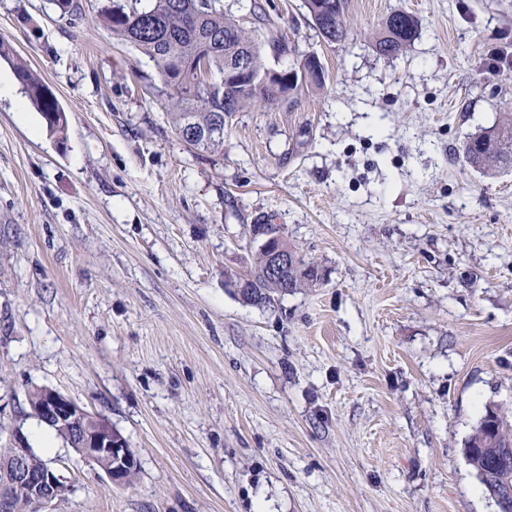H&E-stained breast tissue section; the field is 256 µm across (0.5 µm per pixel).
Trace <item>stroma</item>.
I'll return each mask as SVG.
<instances>
[{
	"label": "stroma",
	"mask_w": 512,
	"mask_h": 512,
	"mask_svg": "<svg viewBox=\"0 0 512 512\" xmlns=\"http://www.w3.org/2000/svg\"><path fill=\"white\" fill-rule=\"evenodd\" d=\"M50 0H0V75L22 62L67 118L0 98V449L57 462L50 512H497L465 455L486 406L512 410V170L464 163L512 113V0H344L330 45L304 0H261L259 40L322 90L235 113L224 147L180 141L154 62ZM418 39L391 58V11ZM283 225L321 282L270 309L227 285ZM101 415L138 459L112 484L28 394ZM418 23L411 13L391 11L381 21L374 44L376 51L392 58L402 54L418 38Z\"/></svg>",
	"instance_id": "obj_1"
}]
</instances>
